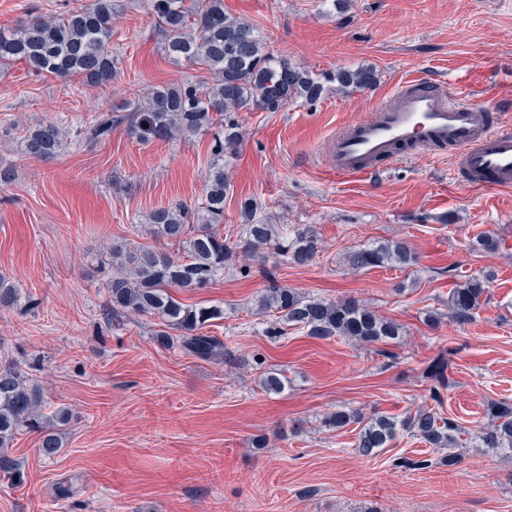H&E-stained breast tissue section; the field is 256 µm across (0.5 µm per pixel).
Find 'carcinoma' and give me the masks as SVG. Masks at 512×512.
<instances>
[{
	"label": "carcinoma",
	"instance_id": "carcinoma-1",
	"mask_svg": "<svg viewBox=\"0 0 512 512\" xmlns=\"http://www.w3.org/2000/svg\"><path fill=\"white\" fill-rule=\"evenodd\" d=\"M148 2L165 35L166 56L175 63L204 66L211 80L155 86L134 108L103 113L76 128L60 120L40 123L28 129L21 151L30 158L49 160L68 148L69 138L101 142L111 137L113 126L123 122L142 141L213 134L201 206L193 209L181 202L161 206L150 212L145 225L150 236L179 247L183 256L174 258L142 243L114 248L107 288L112 312L150 314L162 321L164 330L157 334L161 344L177 342L195 358L218 360L227 346L219 337L203 333V328L224 318V309L185 304L174 291L206 288L231 269L236 250L224 241L218 226L224 223V194L229 187L227 161L243 138L236 114L254 109L278 112L299 101L313 104L325 96L329 83L336 84L338 91L368 90L377 85L378 74L365 66L325 76L276 56L251 23L224 14V0ZM114 6V0H93L86 8L58 16L35 15L15 27L0 28V64L20 61L37 74L78 78L87 87L111 83L117 74V59L112 56ZM256 211L252 200L242 202L241 215L251 220L247 236L238 245L242 253L263 261L278 255L300 265L316 255L319 240L310 226L301 224L284 236L275 225L254 218ZM346 260L360 271L388 264L408 268L416 264L417 256L405 242L387 241L355 250ZM485 291V282L477 277L453 289L448 297L449 317L459 324L470 322ZM18 298L15 286L0 277V309L12 307ZM259 311L280 314L285 322L317 338L342 336L373 345L391 343L402 333L400 324L356 300L305 297L276 283L260 297ZM446 369L439 360L426 369V378L434 382L431 397L438 402L440 389L449 385ZM287 384L288 379L275 371L262 380L269 394L283 392ZM42 403L39 386L29 383L17 366H0V471L18 475L7 448L24 428L40 433L43 456L60 453L62 428L70 423L72 413L61 407L46 421L40 412ZM330 421L337 429L360 426L355 446L365 457L381 452L400 429L440 449L455 447V433L460 431L432 407L402 420L383 414L367 417L358 409L342 408ZM472 435L480 448L512 453V403H491L489 423Z\"/></svg>",
	"mask_w": 512,
	"mask_h": 512
}]
</instances>
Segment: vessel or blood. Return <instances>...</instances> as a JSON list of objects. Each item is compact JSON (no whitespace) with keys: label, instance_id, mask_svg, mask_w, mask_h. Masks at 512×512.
<instances>
[{"label":"vessel or blood","instance_id":"1","mask_svg":"<svg viewBox=\"0 0 512 512\" xmlns=\"http://www.w3.org/2000/svg\"><path fill=\"white\" fill-rule=\"evenodd\" d=\"M488 105L465 91L419 75L401 80L371 118L340 128L324 143L326 164L337 177L361 178L384 162L452 146L454 170L468 187L512 189V127L491 126Z\"/></svg>","mask_w":512,"mask_h":512}]
</instances>
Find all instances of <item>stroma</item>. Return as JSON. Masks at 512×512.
<instances>
[{
  "label": "stroma",
  "instance_id": "obj_1",
  "mask_svg": "<svg viewBox=\"0 0 512 512\" xmlns=\"http://www.w3.org/2000/svg\"><path fill=\"white\" fill-rule=\"evenodd\" d=\"M91 2L0 0V27ZM224 11L253 23L269 52L312 71L370 65L380 74L369 91L238 115L245 137L230 167L225 240L245 237L240 203L252 198L279 228L311 225L320 250L304 265L239 256L210 287L178 292L186 304L223 306L207 332L224 340V359L161 346L153 316L110 315L111 250L152 241L140 226L155 208L200 205L211 136L142 142L119 125L109 143L75 141L47 161L20 145L36 124L88 121L152 86L210 72L166 57L147 0H117L109 85L1 65L0 167L15 179L0 187V276L19 300L0 311V363L42 387L43 414L65 407L73 418L51 459L37 433L19 431L7 453L23 477L0 476V512H512V457L470 436L490 402H512V191L469 188L452 174L448 147L355 181L336 178L323 156L324 141L372 116L405 74L470 87L512 123V0H346L338 9L331 0H224ZM480 236L495 250H468ZM388 240L405 241L417 264L349 270L347 252ZM487 272L471 322L455 323L450 289ZM274 282L359 300L403 334L389 345L309 336L258 313ZM444 352L451 385L441 412L460 428L456 465L403 430L364 458L356 425L327 426L341 407L402 419L430 406L423 372ZM273 370L288 379L279 394L262 387Z\"/></svg>",
  "mask_w": 512,
  "mask_h": 512
}]
</instances>
